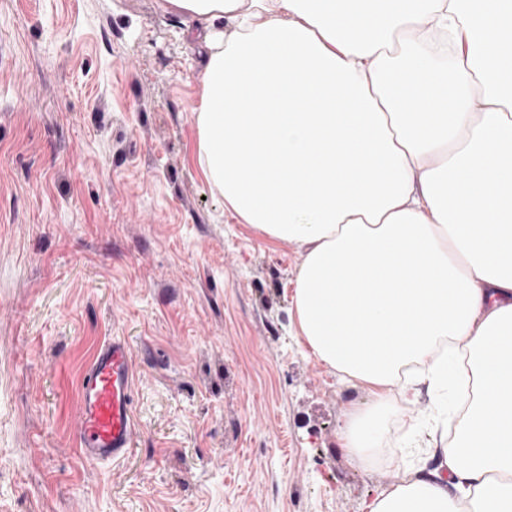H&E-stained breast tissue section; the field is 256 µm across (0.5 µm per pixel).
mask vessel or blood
Here are the masks:
<instances>
[{"label":"vessel or blood","mask_w":512,"mask_h":512,"mask_svg":"<svg viewBox=\"0 0 512 512\" xmlns=\"http://www.w3.org/2000/svg\"><path fill=\"white\" fill-rule=\"evenodd\" d=\"M134 379L128 344L113 339L93 355L77 400L76 445L92 463L124 457L138 434L133 418Z\"/></svg>","instance_id":"vessel-or-blood-1"}]
</instances>
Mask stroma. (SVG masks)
I'll list each match as a JSON object with an SVG mask.
<instances>
[{"label":"stroma","instance_id":"35a3bbf8","mask_svg":"<svg viewBox=\"0 0 512 512\" xmlns=\"http://www.w3.org/2000/svg\"><path fill=\"white\" fill-rule=\"evenodd\" d=\"M199 26L166 0H0V512H365L438 470L428 389L376 458L369 404L297 334L298 248L239 223L197 162ZM124 339L139 435L75 447L78 382Z\"/></svg>","mask_w":512,"mask_h":512}]
</instances>
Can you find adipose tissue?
<instances>
[{
	"label": "adipose tissue",
	"instance_id": "1",
	"mask_svg": "<svg viewBox=\"0 0 512 512\" xmlns=\"http://www.w3.org/2000/svg\"><path fill=\"white\" fill-rule=\"evenodd\" d=\"M167 2L232 28L208 44L198 163L240 223L299 248L300 336L373 387L351 459L391 387L414 403L408 366L437 396L471 388L450 485L402 475L367 512H512V0Z\"/></svg>",
	"mask_w": 512,
	"mask_h": 512
}]
</instances>
